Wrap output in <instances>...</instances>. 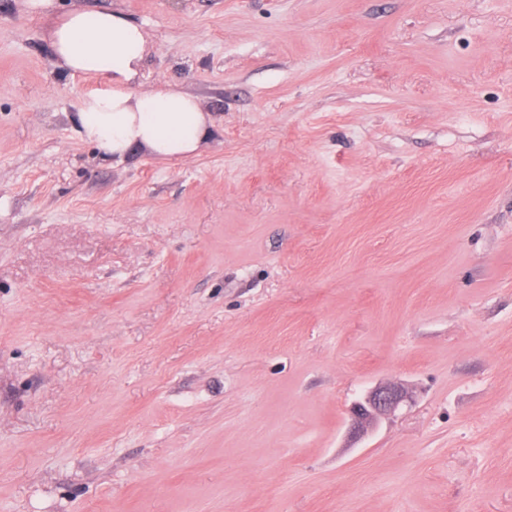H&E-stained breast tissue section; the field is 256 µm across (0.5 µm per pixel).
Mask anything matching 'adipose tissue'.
<instances>
[{
    "instance_id": "1",
    "label": "adipose tissue",
    "mask_w": 512,
    "mask_h": 512,
    "mask_svg": "<svg viewBox=\"0 0 512 512\" xmlns=\"http://www.w3.org/2000/svg\"><path fill=\"white\" fill-rule=\"evenodd\" d=\"M24 16L52 20L48 41L64 74H94L107 89L82 96L70 120L103 160L120 163L137 152L163 160L194 156L216 134L197 97L178 86L134 92L149 54L144 28L115 10L58 12L57 0H21Z\"/></svg>"
}]
</instances>
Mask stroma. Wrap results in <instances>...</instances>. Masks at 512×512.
I'll list each match as a JSON object with an SVG mask.
<instances>
[{
  "label": "stroma",
  "instance_id": "35a3bbf8",
  "mask_svg": "<svg viewBox=\"0 0 512 512\" xmlns=\"http://www.w3.org/2000/svg\"><path fill=\"white\" fill-rule=\"evenodd\" d=\"M57 4L219 133L102 160L0 0V512H512V0ZM408 398L404 387L384 384L368 390L350 408L351 438L357 439L368 432L380 418L394 413Z\"/></svg>",
  "mask_w": 512,
  "mask_h": 512
}]
</instances>
